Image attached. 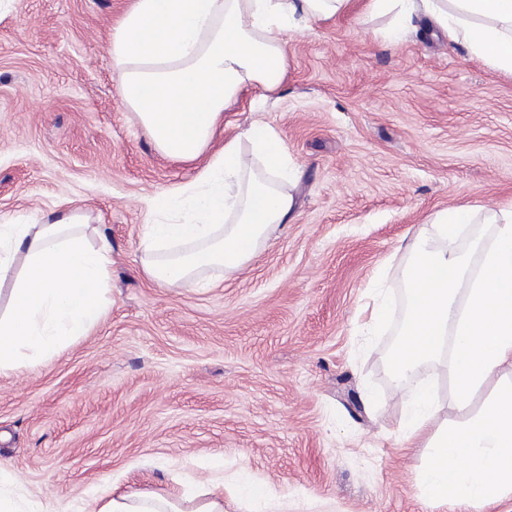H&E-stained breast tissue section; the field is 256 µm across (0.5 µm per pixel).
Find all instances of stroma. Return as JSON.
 Wrapping results in <instances>:
<instances>
[{
    "instance_id": "1",
    "label": "stroma",
    "mask_w": 512,
    "mask_h": 512,
    "mask_svg": "<svg viewBox=\"0 0 512 512\" xmlns=\"http://www.w3.org/2000/svg\"><path fill=\"white\" fill-rule=\"evenodd\" d=\"M130 0H0V222L40 224L76 210L111 246L105 314L51 360L0 373V478L25 512H87L105 483L165 488L224 462V512H252L240 473L276 512H512V494L473 510L426 499L427 451L403 421L416 385L433 384L439 428L476 414L448 354L397 385L391 357L406 316L412 244L470 265L491 243L489 209L512 201V75L449 42L416 14L351 0L288 36L272 97L245 92L214 147L268 125L300 175L293 220L271 225L239 271L208 268L185 286L143 269L149 204L193 181L122 102L112 28ZM470 206L460 239L431 221ZM389 321L367 332L375 299Z\"/></svg>"
}]
</instances>
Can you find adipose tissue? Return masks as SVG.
I'll return each mask as SVG.
<instances>
[{
    "mask_svg": "<svg viewBox=\"0 0 512 512\" xmlns=\"http://www.w3.org/2000/svg\"><path fill=\"white\" fill-rule=\"evenodd\" d=\"M349 0H132L112 31L120 93L164 155L201 160L192 184L153 198L156 212H187L188 224H146L148 277L169 287L206 267L240 270L273 224L287 223L298 175L273 130L255 124L210 151L224 114L242 93L273 94L286 73L294 30L339 13ZM369 13L394 16L402 31L414 12L429 13L449 37L492 68L512 74V0H368ZM492 219L495 239L478 270L426 242L403 272L407 315L392 359L398 379L451 344L449 371L468 402L512 366V205ZM108 243L90 247L75 211L45 224L0 225V282L12 280L0 314V372L45 361L91 332L105 312ZM435 396L418 388L405 423L428 450L422 476L432 500L481 505L512 494V382L463 423L432 429ZM211 490L174 493L134 488L102 492L90 512H224V467H211Z\"/></svg>",
    "mask_w": 512,
    "mask_h": 512,
    "instance_id": "ef3b65f1",
    "label": "adipose tissue"
}]
</instances>
